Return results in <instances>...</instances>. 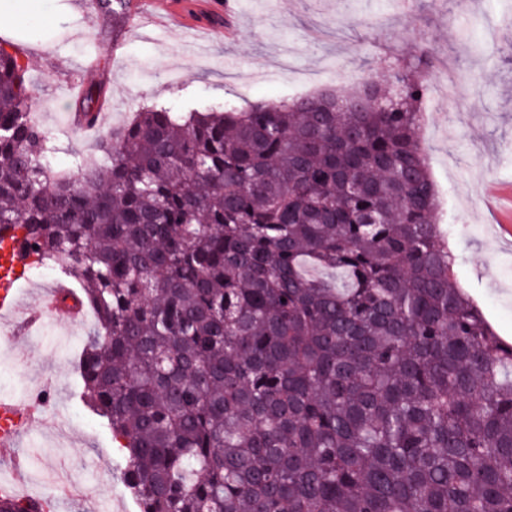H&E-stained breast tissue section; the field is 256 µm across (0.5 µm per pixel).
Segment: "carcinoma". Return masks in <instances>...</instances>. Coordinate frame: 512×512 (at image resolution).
Listing matches in <instances>:
<instances>
[{
	"label": "carcinoma",
	"mask_w": 512,
	"mask_h": 512,
	"mask_svg": "<svg viewBox=\"0 0 512 512\" xmlns=\"http://www.w3.org/2000/svg\"><path fill=\"white\" fill-rule=\"evenodd\" d=\"M7 46L0 244L80 285L59 301L96 316L82 398L139 512H512V343L437 222L431 49L378 105L146 108L72 172ZM0 512L45 504L0 493Z\"/></svg>",
	"instance_id": "obj_1"
}]
</instances>
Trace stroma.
<instances>
[{"instance_id": "1", "label": "stroma", "mask_w": 512, "mask_h": 512, "mask_svg": "<svg viewBox=\"0 0 512 512\" xmlns=\"http://www.w3.org/2000/svg\"><path fill=\"white\" fill-rule=\"evenodd\" d=\"M77 0H43L40 36L2 32L28 67L33 109L53 137L54 160L99 162L97 131L75 129V102L103 84L105 126L131 121L142 108L187 112L250 101H289L364 78L387 82L391 63L414 65L423 45L436 52L421 128L440 193L438 221L456 256L457 282L499 336L512 341V245L496 227L484 186L512 184V0H240L231 35L212 33L187 47L191 27L147 24L160 0H97L86 17ZM474 100L450 112L449 95ZM62 266H29L13 289L22 306L66 281ZM95 324L60 312L30 335L0 346V400L34 408L32 426L0 451V482L51 499L53 512H138L120 478V457L104 420L81 400L75 364Z\"/></svg>"}]
</instances>
